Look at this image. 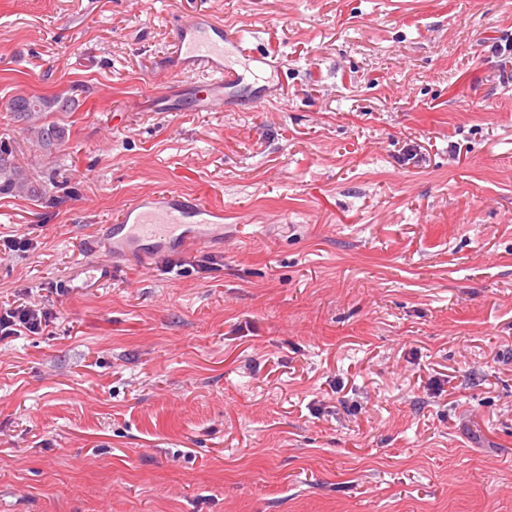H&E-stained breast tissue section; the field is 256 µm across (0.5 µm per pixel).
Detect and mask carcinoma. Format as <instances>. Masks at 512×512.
Segmentation results:
<instances>
[{
    "instance_id": "carcinoma-1",
    "label": "carcinoma",
    "mask_w": 512,
    "mask_h": 512,
    "mask_svg": "<svg viewBox=\"0 0 512 512\" xmlns=\"http://www.w3.org/2000/svg\"><path fill=\"white\" fill-rule=\"evenodd\" d=\"M74 104L71 98L17 95L8 104L16 121L24 124L29 140L45 151H52L68 137V128L45 122L47 112H66ZM0 194L37 196L41 194L30 179L26 167L15 162L12 148L0 146Z\"/></svg>"
}]
</instances>
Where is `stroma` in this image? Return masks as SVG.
Masks as SVG:
<instances>
[{"label": "stroma", "mask_w": 512, "mask_h": 512, "mask_svg": "<svg viewBox=\"0 0 512 512\" xmlns=\"http://www.w3.org/2000/svg\"><path fill=\"white\" fill-rule=\"evenodd\" d=\"M255 31L280 94L161 112L163 19ZM512 0H0V512H512ZM75 96L45 153L7 108ZM166 188L224 239L103 227ZM98 239V285L83 246ZM30 179L26 167L15 162L12 154V148L0 141V194H15L37 196L45 195L47 192H41ZM21 300L24 298L14 301L3 311L0 309V339L21 335V332L42 334L53 322L45 308H36Z\"/></svg>", "instance_id": "1"}]
</instances>
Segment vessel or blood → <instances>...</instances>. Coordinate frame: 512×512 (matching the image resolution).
Listing matches in <instances>:
<instances>
[{"label": "vessel or blood", "mask_w": 512, "mask_h": 512, "mask_svg": "<svg viewBox=\"0 0 512 512\" xmlns=\"http://www.w3.org/2000/svg\"><path fill=\"white\" fill-rule=\"evenodd\" d=\"M172 30L171 47L154 77L162 89V111L175 112L186 104L195 111L228 109L250 81L257 84L254 104L270 98L272 86L257 81L267 59L253 51L247 30L225 26L205 11L175 19ZM175 74L190 76V84H173ZM223 218L222 209L184 198L175 190L157 191L124 209L121 223L126 231L113 240L112 251L133 249L153 259L167 242L212 243L224 236Z\"/></svg>", "instance_id": "b4317fda"}]
</instances>
